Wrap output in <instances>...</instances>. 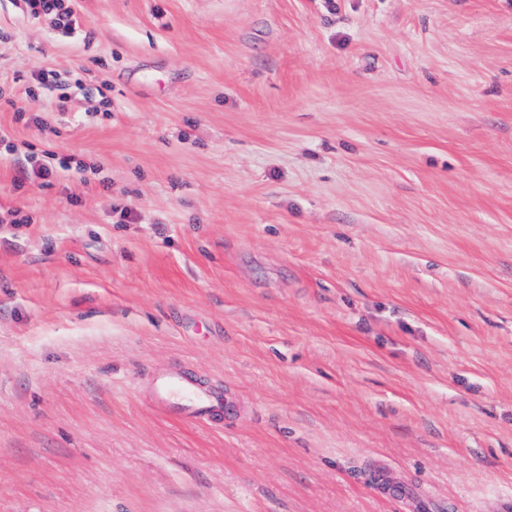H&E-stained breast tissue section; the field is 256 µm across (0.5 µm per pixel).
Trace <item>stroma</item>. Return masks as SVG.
Instances as JSON below:
<instances>
[{
	"instance_id": "stroma-1",
	"label": "stroma",
	"mask_w": 512,
	"mask_h": 512,
	"mask_svg": "<svg viewBox=\"0 0 512 512\" xmlns=\"http://www.w3.org/2000/svg\"><path fill=\"white\" fill-rule=\"evenodd\" d=\"M65 3L0 0V512H512V0ZM33 15L49 16L58 26L73 30L79 26V19L65 7L64 0H24ZM174 395L184 398V407L180 412L185 421H203L212 407L220 401L219 395L199 385L195 380L178 371L162 374L155 381L153 403L163 412L171 410V399Z\"/></svg>"
}]
</instances>
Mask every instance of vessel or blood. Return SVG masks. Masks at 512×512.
Masks as SVG:
<instances>
[{
  "label": "vessel or blood",
  "instance_id": "obj_1",
  "mask_svg": "<svg viewBox=\"0 0 512 512\" xmlns=\"http://www.w3.org/2000/svg\"><path fill=\"white\" fill-rule=\"evenodd\" d=\"M176 395L184 399L182 419L197 423L203 421L220 400L215 391L199 385L180 372L172 371L158 376L153 393L155 407L163 412L170 411L171 399Z\"/></svg>",
  "mask_w": 512,
  "mask_h": 512
}]
</instances>
